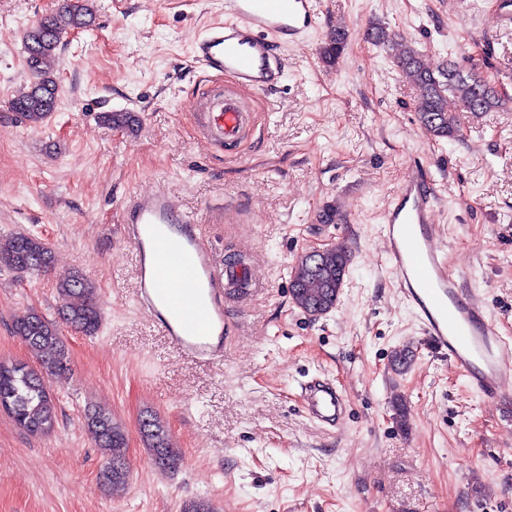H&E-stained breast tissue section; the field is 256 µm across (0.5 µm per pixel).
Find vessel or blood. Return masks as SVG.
Wrapping results in <instances>:
<instances>
[{
	"instance_id": "vessel-or-blood-1",
	"label": "vessel or blood",
	"mask_w": 512,
	"mask_h": 512,
	"mask_svg": "<svg viewBox=\"0 0 512 512\" xmlns=\"http://www.w3.org/2000/svg\"><path fill=\"white\" fill-rule=\"evenodd\" d=\"M319 28L311 0H224V19L192 42L189 57L205 76L228 77L265 92L283 80L282 42L300 43ZM207 135L221 143L236 138L250 116L239 101L215 89L198 114ZM435 198L419 178L407 179L389 207L382 233L387 259L402 298L424 335L491 403L512 385V340L501 336L485 308L468 298L449 269L448 253L434 222ZM123 236L136 257L138 306L176 350L201 362H222L228 314L224 291L251 287L257 276L222 267L198 224L175 210L165 191L141 193L123 208ZM303 411L337 426L347 402L329 381L314 378L304 388Z\"/></svg>"
}]
</instances>
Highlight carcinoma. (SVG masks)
<instances>
[{"mask_svg": "<svg viewBox=\"0 0 512 512\" xmlns=\"http://www.w3.org/2000/svg\"><path fill=\"white\" fill-rule=\"evenodd\" d=\"M91 18V10L82 0H63L54 13L34 26V31L26 33L24 49L27 58L35 60V64L29 66L32 84L27 93L12 101L11 108L27 124L37 126L54 111L58 80L50 63L63 34L87 27ZM346 42L345 31L336 29L321 49L323 61L328 65L338 62ZM397 66L420 89L419 119L436 138L455 137L463 112L475 116L503 105L499 92L487 79L475 71L464 72L452 60L432 69L424 63L418 49L407 47L398 54ZM103 120L116 128L129 130L139 123L133 112H108L103 115ZM51 263L50 248L37 236L16 233L6 242H0V268L19 273L43 272ZM349 264L348 251L338 245L317 258L302 256L292 276L295 306L310 316H320L335 308ZM56 293L60 303L58 318L51 320L30 310L13 323L14 335L37 356L39 368L0 363V404L7 406L14 422L31 434H44L53 429L55 407L47 382L71 369L60 325L85 336H94L102 323L97 288L82 273L74 271L58 279ZM412 361L413 352L407 348L398 349L391 356L392 366L399 372L407 370ZM85 427L105 460L99 476L101 484L114 490L121 489L129 479L125 429L109 415L96 410L85 413ZM140 431L159 469L172 470L180 465L181 452L175 448L160 420L152 415L143 418Z\"/></svg>", "mask_w": 512, "mask_h": 512, "instance_id": "obj_1", "label": "carcinoma"}]
</instances>
